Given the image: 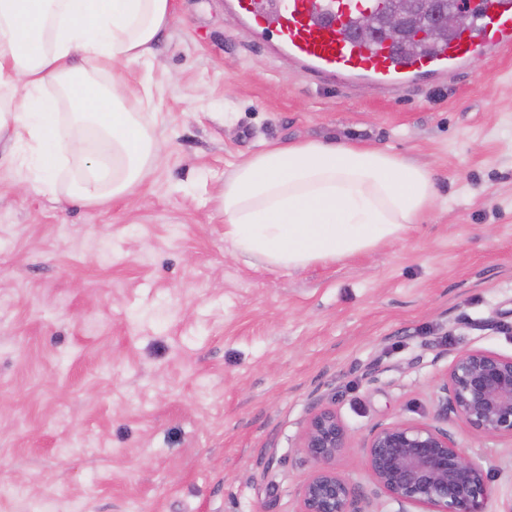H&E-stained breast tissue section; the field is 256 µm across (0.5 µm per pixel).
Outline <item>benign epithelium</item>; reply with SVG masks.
Here are the masks:
<instances>
[{
  "instance_id": "benign-epithelium-1",
  "label": "benign epithelium",
  "mask_w": 512,
  "mask_h": 512,
  "mask_svg": "<svg viewBox=\"0 0 512 512\" xmlns=\"http://www.w3.org/2000/svg\"><path fill=\"white\" fill-rule=\"evenodd\" d=\"M467 0H391L382 14H367L366 37L396 41L422 17L426 31L448 39ZM437 422H396L373 429L361 446L375 488L423 512H490L488 471L460 448L442 423L454 419L474 433L512 438V356L484 349L458 352L438 383ZM348 430L336 409L309 419L300 448L314 468L299 491L297 512H367L366 493L336 468L348 448Z\"/></svg>"
}]
</instances>
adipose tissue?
Segmentation results:
<instances>
[{"mask_svg": "<svg viewBox=\"0 0 512 512\" xmlns=\"http://www.w3.org/2000/svg\"><path fill=\"white\" fill-rule=\"evenodd\" d=\"M171 0H0V136L56 191L103 204L132 191L163 143L121 100L117 66H149ZM438 196L436 176L379 148L333 139L271 143L215 196L233 253L268 269L333 263L399 238Z\"/></svg>", "mask_w": 512, "mask_h": 512, "instance_id": "ef3b65f1", "label": "adipose tissue"}]
</instances>
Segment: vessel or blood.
I'll list each match as a JSON object with an SVG mask.
<instances>
[{
  "label": "vessel or blood",
  "instance_id": "b4317fda",
  "mask_svg": "<svg viewBox=\"0 0 512 512\" xmlns=\"http://www.w3.org/2000/svg\"><path fill=\"white\" fill-rule=\"evenodd\" d=\"M257 32L274 29L282 51L302 71L345 86L369 81L395 94L420 79L442 81L475 57L512 51V0H470L469 22L448 41L410 53L387 42L348 37L367 0H230Z\"/></svg>",
  "mask_w": 512,
  "mask_h": 512
}]
</instances>
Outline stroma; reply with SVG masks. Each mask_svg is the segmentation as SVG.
I'll return each mask as SVG.
<instances>
[{
	"label": "stroma",
	"instance_id": "stroma-1",
	"mask_svg": "<svg viewBox=\"0 0 512 512\" xmlns=\"http://www.w3.org/2000/svg\"><path fill=\"white\" fill-rule=\"evenodd\" d=\"M226 0H174L151 71L161 161L102 205L0 166V512H297L320 405L371 512L370 430L435 421L455 354L512 356V52L399 96L300 72ZM147 91H140L143 77ZM333 137L432 169L438 200L378 248L300 270L233 255L213 198L264 143ZM512 501V439L448 424Z\"/></svg>",
	"mask_w": 512,
	"mask_h": 512
}]
</instances>
